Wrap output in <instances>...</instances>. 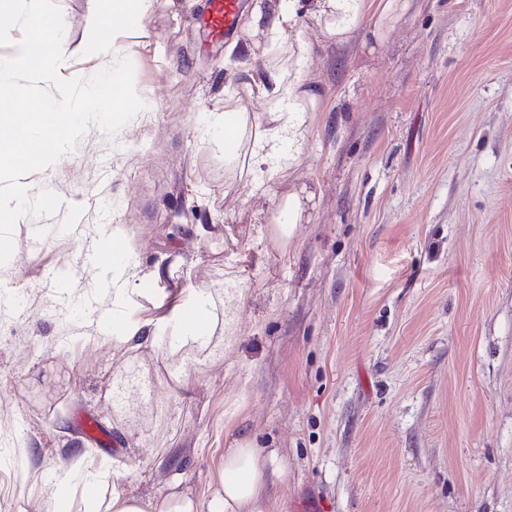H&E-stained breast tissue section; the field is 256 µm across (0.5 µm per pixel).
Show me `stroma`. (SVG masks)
Here are the masks:
<instances>
[{"label": "stroma", "instance_id": "stroma-1", "mask_svg": "<svg viewBox=\"0 0 512 512\" xmlns=\"http://www.w3.org/2000/svg\"><path fill=\"white\" fill-rule=\"evenodd\" d=\"M205 4L151 0L114 44L144 109L21 179L60 205L0 265V512L61 492L84 512L58 478L76 460L104 496H201L243 436L277 471L262 512H512V0H411L383 40L312 51L323 110L262 197L224 191V102L249 95ZM297 180L312 205L283 249ZM201 289L211 347L183 357L166 330L113 356L124 322ZM279 211L273 218V236L275 241L283 249L287 248L293 236L296 224H301L312 195L307 192L304 184L288 186L279 194ZM286 217L288 223H281L280 219Z\"/></svg>", "mask_w": 512, "mask_h": 512}]
</instances>
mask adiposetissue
Wrapping results in <instances>:
<instances>
[{"mask_svg": "<svg viewBox=\"0 0 512 512\" xmlns=\"http://www.w3.org/2000/svg\"><path fill=\"white\" fill-rule=\"evenodd\" d=\"M409 0H254L248 22L235 46L242 86L263 102L259 112L239 100L224 104V162L238 167L254 189H263L276 172L282 152H299L310 114L319 112L318 77L309 65L314 40L328 37L348 47L361 28L383 38L402 18ZM304 30H297L298 16ZM294 35L282 38L283 27ZM312 196L293 185L279 194L280 220L273 236L288 247L296 224L302 222ZM212 295L197 291L189 305L174 308L163 320L171 331L174 351L206 348L212 339ZM270 472L265 459L248 439L224 452V464L212 477L205 499L189 493L140 497L113 489L109 498L89 494V512H259Z\"/></svg>", "mask_w": 512, "mask_h": 512, "instance_id": "1", "label": "adipose tissue"}]
</instances>
